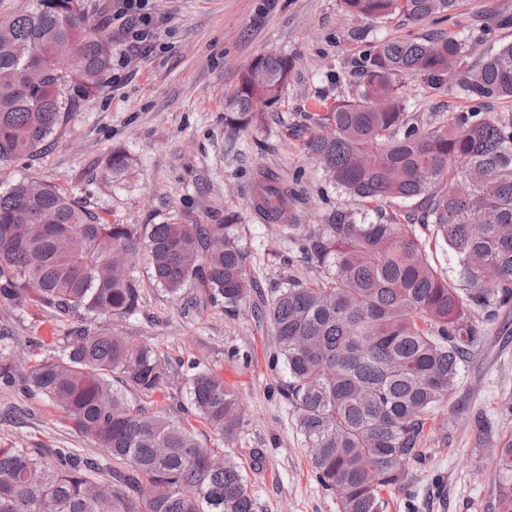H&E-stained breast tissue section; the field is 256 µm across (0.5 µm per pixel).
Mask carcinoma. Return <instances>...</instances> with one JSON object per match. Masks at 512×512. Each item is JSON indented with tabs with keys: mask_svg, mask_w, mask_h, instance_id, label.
<instances>
[{
	"mask_svg": "<svg viewBox=\"0 0 512 512\" xmlns=\"http://www.w3.org/2000/svg\"><path fill=\"white\" fill-rule=\"evenodd\" d=\"M459 0H341L353 17L383 22L445 21ZM84 0H38L27 13L0 17V167L38 152L112 68V39ZM471 49L436 31L421 41H381L364 55L351 94L321 104L305 139L307 154L335 188L364 211L336 213L311 228L296 223L294 189L255 170L251 206L280 237L325 269L314 281L290 279L253 316L270 324L273 363L318 484L339 512H387L434 445L448 446L451 399L466 359L490 321L512 303V112L484 119L434 113L428 128L408 112L398 77L430 89L456 82L466 98L512 100V45L477 69ZM290 58L267 53L224 101L238 129L261 125L278 103ZM131 154L112 150L107 179H120ZM418 200L387 214L372 204ZM222 224H111L67 193L34 178L0 190V301L34 314L75 318L39 364L18 372L0 331V385L46 396L71 429L98 450L0 446V512H256L242 466L193 432L134 407L112 387L119 374L152 391L172 363L131 336L95 324L129 317L141 299L134 269L177 299L235 313L258 290L247 252ZM448 251L464 290L438 272L433 249ZM192 414L224 446L244 422L237 395L200 369L188 381ZM498 512H512V434L492 442Z\"/></svg>",
	"mask_w": 512,
	"mask_h": 512,
	"instance_id": "cac0c4a2",
	"label": "carcinoma"
}]
</instances>
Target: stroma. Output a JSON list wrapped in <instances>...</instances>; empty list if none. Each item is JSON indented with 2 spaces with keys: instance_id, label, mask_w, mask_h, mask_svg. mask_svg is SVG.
I'll use <instances>...</instances> for the list:
<instances>
[{
  "instance_id": "1",
  "label": "stroma",
  "mask_w": 512,
  "mask_h": 512,
  "mask_svg": "<svg viewBox=\"0 0 512 512\" xmlns=\"http://www.w3.org/2000/svg\"><path fill=\"white\" fill-rule=\"evenodd\" d=\"M106 20L112 37V69L104 88L79 104L37 156L12 162L0 179L35 177L86 202L113 224H219L225 214L238 221L230 230L245 248L264 298L295 277L310 280L321 268L289 261V249L274 228L249 208L252 174L266 167L298 193V223L317 225L340 210L359 213L361 204L329 185L303 148V133L319 101L349 96L354 73L370 42L425 37L437 28L457 34L473 51L468 66L487 51L512 44V0H461L452 21L412 24L395 16L383 23L349 15L340 0H149L151 35L138 40L116 14L122 0H87ZM295 58L276 116L245 131L224 119V98L262 54ZM412 109L476 111L456 87L422 89L403 78ZM114 148L135 162L112 182L102 176L103 160ZM136 275L142 300L135 315L101 318L105 328L153 345L161 355L184 361L178 373L153 391L125 389L130 400L188 425L210 448L222 439L190 412L187 378L198 364L223 378L238 396L246 423L231 451L245 467L259 512H338L336 500L316 482L308 451L291 407L278 394L285 378L271 365L273 334L255 322L248 308L229 314L222 306L198 302L187 307L154 284L147 263ZM0 326L13 336L12 353L21 368L38 363L59 334L58 325L27 307L0 302ZM486 342L465 363L447 407L450 438L417 470L414 502L420 512H496L495 459L476 441L471 422L482 416L501 431L499 407L512 399V309L483 323ZM22 407L21 420L0 421V445L80 448L84 442L46 398L0 387V409Z\"/></svg>"
}]
</instances>
